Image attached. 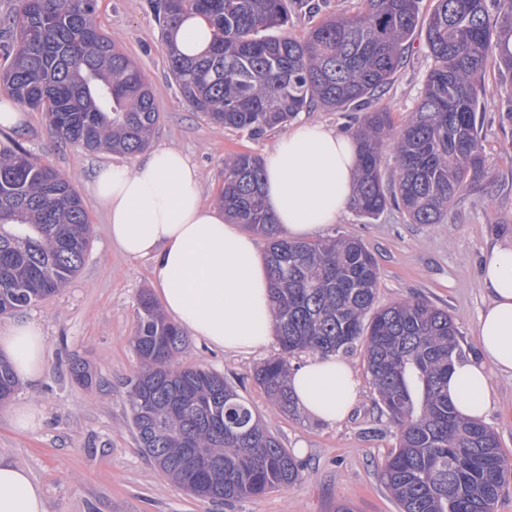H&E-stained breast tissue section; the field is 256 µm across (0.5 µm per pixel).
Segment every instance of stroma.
Wrapping results in <instances>:
<instances>
[{
	"mask_svg": "<svg viewBox=\"0 0 512 512\" xmlns=\"http://www.w3.org/2000/svg\"><path fill=\"white\" fill-rule=\"evenodd\" d=\"M101 30L135 62L153 92L162 121L152 147H174L196 165L204 203L212 204L224 183V157L263 155L279 130L252 138L211 123L182 96L169 70L160 29L148 0H97ZM433 60L423 36H415L404 66L374 105L402 124L417 106ZM487 179L448 211L441 224H411L394 209L367 218L349 210L321 237L360 238L379 268V301L420 298L448 310L460 330L462 356L475 353L479 313L487 304L481 265L494 246L512 244V73L489 67L480 92ZM21 144L60 170L79 193L93 228L89 251L73 280L58 293L22 309L47 341V359L36 383L19 384L10 404L0 405V458L25 467L41 488L46 512H336L342 503L356 512H398L386 488L382 465L397 445L396 430L376 406V393L362 348L345 361L358 382L347 418L326 424L303 414L276 412L252 380L254 368L276 356L277 342L251 353L229 354L194 336L177 357L181 367L224 376L251 405L282 447L304 466L301 481L257 497L213 503L167 479L141 453L130 427L127 385L140 360L133 347L138 299L153 291L149 259L122 257L106 235V213L94 195L95 171L104 164L134 166L137 156L91 154L59 139L43 112L26 109L20 130L0 132V145ZM95 375L91 386L72 380V363ZM492 407L486 418L512 458V376L492 374ZM33 403L40 414L30 434L15 431L11 404Z\"/></svg>",
	"mask_w": 512,
	"mask_h": 512,
	"instance_id": "obj_1",
	"label": "stroma"
}]
</instances>
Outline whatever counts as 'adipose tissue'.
<instances>
[{
	"instance_id": "1",
	"label": "adipose tissue",
	"mask_w": 512,
	"mask_h": 512,
	"mask_svg": "<svg viewBox=\"0 0 512 512\" xmlns=\"http://www.w3.org/2000/svg\"><path fill=\"white\" fill-rule=\"evenodd\" d=\"M264 200L290 238L336 223L350 204L357 167L353 135L301 124L281 136L263 159ZM197 167L175 148L148 152L134 167L104 165L93 190L107 211V234L128 258L150 259L167 313L192 336L227 353H248L275 332L270 278L255 239L204 204ZM489 297L477 326L478 357L453 363L448 398L468 419H485L490 374L512 373V245L495 246L482 263ZM0 353L17 376L36 381L47 344L27 318L0 328ZM288 385L298 409L329 424L346 418L358 396L350 366L316 356L294 370ZM0 512H46L43 494L21 465L0 460Z\"/></svg>"
}]
</instances>
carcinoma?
Returning a JSON list of instances; mask_svg holds the SVG:
<instances>
[{"label": "carcinoma", "mask_w": 512, "mask_h": 512, "mask_svg": "<svg viewBox=\"0 0 512 512\" xmlns=\"http://www.w3.org/2000/svg\"><path fill=\"white\" fill-rule=\"evenodd\" d=\"M19 2L0 90L25 107L49 97L50 127L88 152H142L160 112L136 64L101 31L94 0ZM433 2L423 21L420 0H361L357 13L328 15L300 38L264 31L287 26L294 11L319 14L321 0H157L155 10L170 72L194 111L251 136L318 106L361 112L351 131L359 164L350 208L369 218L394 208L411 224H439L449 205L488 177L479 88L492 56L512 72V0ZM193 16L208 22L213 41L200 55H182L174 33ZM422 21L434 65L397 130L391 112L370 102L402 66ZM386 146L396 160L388 180ZM217 201L231 221L268 241L280 353L258 365L253 379L274 406L293 408L288 357L360 346L377 405L397 429L382 479L399 512H495L512 461L491 427L462 418L448 400V370L460 355L459 329L448 311L419 300L379 304L377 265L357 238L309 243L280 235L256 155L224 158ZM90 236L82 202L61 172L18 143L0 148L1 315L46 299L75 277ZM184 344L182 328L142 294L133 336L141 368L128 390L141 452L174 483L212 501L301 480L302 464L224 376L171 367ZM70 373L82 386L94 379L83 363ZM16 386L1 360L0 404ZM198 450L224 461L222 470L200 468Z\"/></svg>", "instance_id": "obj_1"}]
</instances>
